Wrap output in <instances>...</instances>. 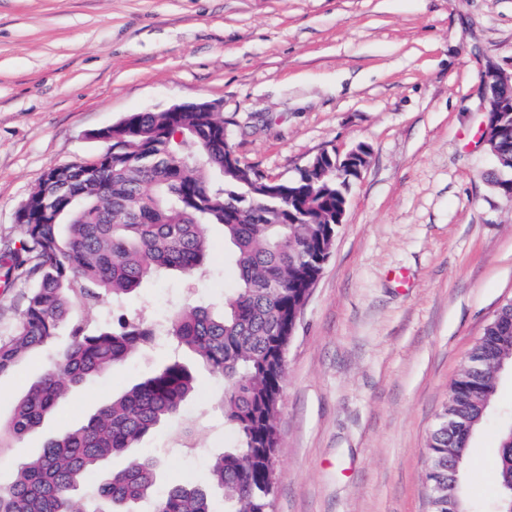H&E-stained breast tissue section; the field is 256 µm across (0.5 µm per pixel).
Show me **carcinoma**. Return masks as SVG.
Returning a JSON list of instances; mask_svg holds the SVG:
<instances>
[{
	"instance_id": "obj_1",
	"label": "carcinoma",
	"mask_w": 512,
	"mask_h": 512,
	"mask_svg": "<svg viewBox=\"0 0 512 512\" xmlns=\"http://www.w3.org/2000/svg\"><path fill=\"white\" fill-rule=\"evenodd\" d=\"M189 143L179 149L173 136ZM224 113L135 112L115 128L112 151L95 166L55 168L32 194L21 216L19 245L0 255L7 273L31 282L16 333L0 339V375L48 345L59 326L72 323L71 342L57 362L0 422L4 439H22L55 410L69 390L108 373L163 336L193 352L224 377V424L236 448L214 457L205 485L171 486L154 496L155 465L129 456L116 471L105 464L124 455L150 431L179 418L196 379L170 359L152 375L99 408L85 423L47 438L40 452L17 464L13 481L0 486V512H125L153 501V512H219L212 491L224 492L225 512H270V474L279 443L278 413L285 358L294 333V309L331 253L344 200L335 153L287 182L288 202L259 193L260 170L224 169ZM499 194L512 201V141L498 144ZM54 199L52 211L36 204ZM209 224L224 227L233 246L237 288L217 314L188 306L167 320L104 322L74 319L107 297H128L168 271L202 277L211 247ZM472 349L489 363L512 359V334L490 321ZM499 376L459 374L448 400L484 420ZM443 407L430 434L425 485L448 480V454L468 447L443 431ZM504 507L512 501V429L502 431L495 466Z\"/></svg>"
}]
</instances>
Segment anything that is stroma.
I'll list each match as a JSON object with an SVG mask.
<instances>
[{"instance_id":"stroma-1","label":"stroma","mask_w":512,"mask_h":512,"mask_svg":"<svg viewBox=\"0 0 512 512\" xmlns=\"http://www.w3.org/2000/svg\"><path fill=\"white\" fill-rule=\"evenodd\" d=\"M512 79V0H0V250L50 167L107 148L97 131L133 112L209 102L238 159L288 180L322 151L359 143L369 162L286 353L272 512H429L426 448L448 388L512 300V202L491 183L480 131L482 75ZM210 273L143 283L111 319L160 321L222 309L236 286L221 226ZM28 282H0V337L21 321ZM69 340L0 375L5 419ZM148 346L96 375L0 453V483L45 439L85 422L152 372ZM178 423L136 448L158 488L204 478L235 447L223 378L195 365ZM512 424V372L469 443V512H497L492 464Z\"/></svg>"}]
</instances>
